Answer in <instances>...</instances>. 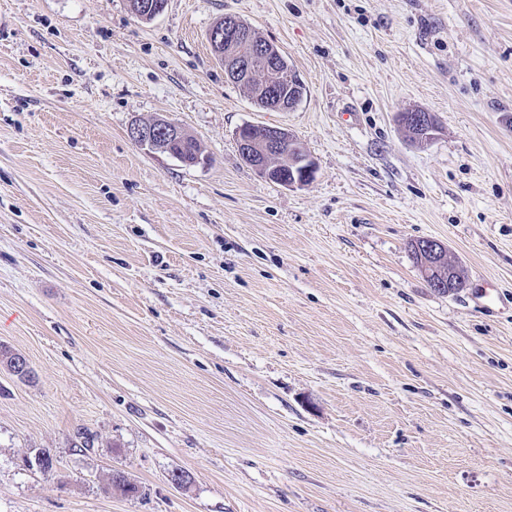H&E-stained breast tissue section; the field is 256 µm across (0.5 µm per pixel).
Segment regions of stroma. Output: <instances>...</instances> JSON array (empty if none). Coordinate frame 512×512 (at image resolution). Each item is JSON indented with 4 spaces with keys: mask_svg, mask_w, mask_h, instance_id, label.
I'll return each instance as SVG.
<instances>
[{
    "mask_svg": "<svg viewBox=\"0 0 512 512\" xmlns=\"http://www.w3.org/2000/svg\"><path fill=\"white\" fill-rule=\"evenodd\" d=\"M227 15L293 111L226 81ZM158 117L203 162L129 138ZM247 123L315 179L261 177ZM0 346L33 369L0 363V512H512V0H0ZM224 27H215L210 32V39L212 43L213 50L215 55L219 59H224V50L226 52H230L236 56H245L250 54L252 50L253 43L261 37L259 33L252 28L250 32L251 39H237L234 41H226L228 39H233L235 34L242 32H249L245 29L242 24L243 22L236 17H229L225 20V18L221 19L215 25H222ZM225 32V34H224ZM265 43H258L253 46V53L247 59H240L235 57L228 58L226 62V67L224 68V75L227 81L235 82L238 78L243 75L245 78L253 76L254 70L256 69L255 65L257 61H261L263 69L266 71H276L281 66V56L270 46L274 45L270 41ZM399 123L402 127H407V136L412 142H421L426 144L433 136L435 129L433 128L432 114L423 110H414L411 112H402L399 115ZM413 132V136L411 132ZM415 138V139H414ZM250 133L239 129L235 135L242 159L265 179L281 182L273 171L279 166L280 149L290 141L291 133L277 126H261L258 135H253V130ZM296 166V173L288 178V183H285L286 186L301 187L314 180L317 173V166L310 156L301 158ZM414 243H411V252L413 255V258L415 260V263L417 266L421 268L423 271V264L419 262L418 256L416 255L414 248ZM416 251L421 257V259L424 261L426 266H429L433 269H436L438 267L441 272H443V267L440 266V264L448 258V276L452 275V273H455L457 270H455V264L454 262L448 257V248L445 244L438 240L434 239H425L421 241L420 243H415ZM459 267V265H457ZM460 268V267H459ZM465 275L463 270L460 268L456 272L455 275H453V280H456V285L453 288L452 292L458 291L461 288H464L465 286Z\"/></svg>",
    "mask_w": 512,
    "mask_h": 512,
    "instance_id": "35a3bbf8",
    "label": "stroma"
}]
</instances>
